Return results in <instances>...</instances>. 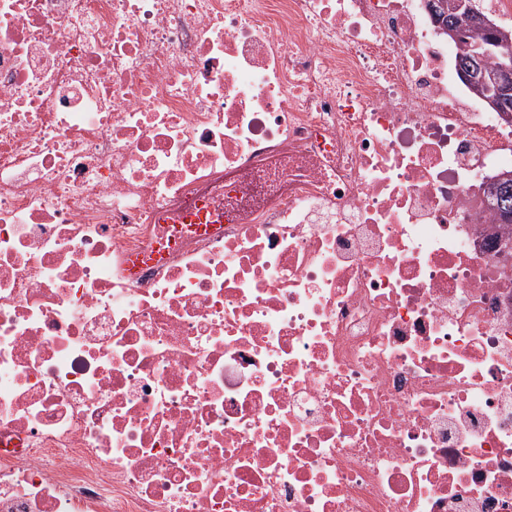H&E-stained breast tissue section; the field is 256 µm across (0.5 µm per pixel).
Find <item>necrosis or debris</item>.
Instances as JSON below:
<instances>
[{
    "label": "necrosis or debris",
    "mask_w": 512,
    "mask_h": 512,
    "mask_svg": "<svg viewBox=\"0 0 512 512\" xmlns=\"http://www.w3.org/2000/svg\"><path fill=\"white\" fill-rule=\"evenodd\" d=\"M426 0H0V512H512V263Z\"/></svg>",
    "instance_id": "4bbe7bcc"
}]
</instances>
